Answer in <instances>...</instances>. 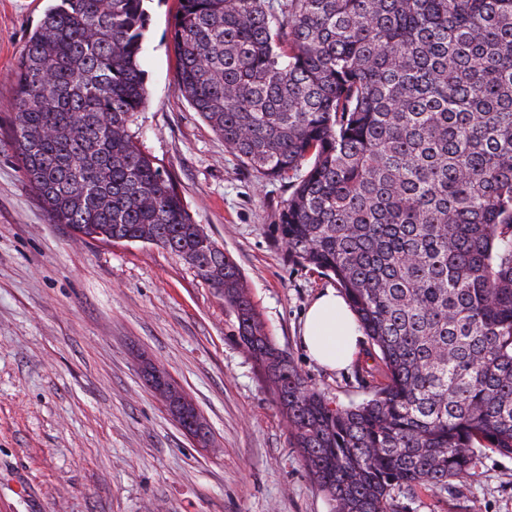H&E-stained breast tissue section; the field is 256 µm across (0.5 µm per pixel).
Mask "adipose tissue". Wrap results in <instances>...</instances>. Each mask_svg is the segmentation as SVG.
<instances>
[{"instance_id": "ef3b65f1", "label": "adipose tissue", "mask_w": 512, "mask_h": 512, "mask_svg": "<svg viewBox=\"0 0 512 512\" xmlns=\"http://www.w3.org/2000/svg\"><path fill=\"white\" fill-rule=\"evenodd\" d=\"M363 332L346 297L333 288L319 294L308 307L302 346L324 368L344 369L358 355Z\"/></svg>"}]
</instances>
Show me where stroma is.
I'll return each mask as SVG.
<instances>
[{"mask_svg":"<svg viewBox=\"0 0 512 512\" xmlns=\"http://www.w3.org/2000/svg\"><path fill=\"white\" fill-rule=\"evenodd\" d=\"M48 4L0 0V512H334L223 299L167 249L48 222L11 139L19 60ZM146 7L148 100L129 133L236 261L309 385L360 403L368 346L335 372L301 345L307 306L335 282L284 255L276 226L287 181H258L178 93V0ZM148 363L195 405L207 442L146 383ZM393 512H512V456L489 452L463 481L396 494Z\"/></svg>","mask_w":512,"mask_h":512,"instance_id":"stroma-1","label":"stroma"}]
</instances>
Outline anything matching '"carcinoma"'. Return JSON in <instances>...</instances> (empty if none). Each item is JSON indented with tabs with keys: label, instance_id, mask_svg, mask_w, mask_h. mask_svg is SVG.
Instances as JSON below:
<instances>
[{
	"label": "carcinoma",
	"instance_id": "1",
	"mask_svg": "<svg viewBox=\"0 0 512 512\" xmlns=\"http://www.w3.org/2000/svg\"><path fill=\"white\" fill-rule=\"evenodd\" d=\"M146 0H57L21 56L13 146L49 223L168 249L224 300L336 512L512 456V0H183L177 89L240 165L288 180V262L333 276L382 365L311 388L236 262L127 124Z\"/></svg>",
	"mask_w": 512,
	"mask_h": 512
}]
</instances>
